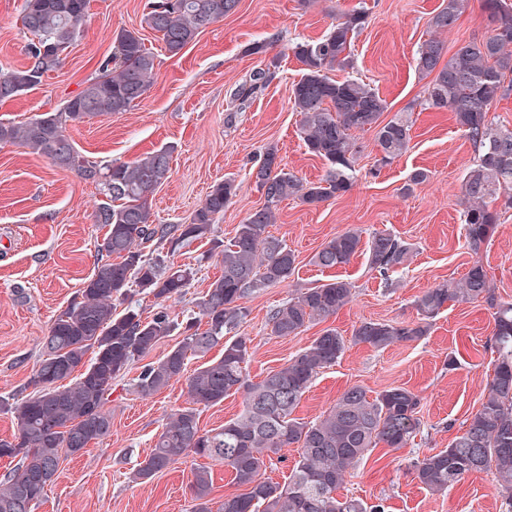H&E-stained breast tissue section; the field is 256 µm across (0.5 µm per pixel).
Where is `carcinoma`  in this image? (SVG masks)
<instances>
[{
    "label": "carcinoma",
    "instance_id": "carcinoma-1",
    "mask_svg": "<svg viewBox=\"0 0 512 512\" xmlns=\"http://www.w3.org/2000/svg\"><path fill=\"white\" fill-rule=\"evenodd\" d=\"M89 0H24L21 21L32 34L29 63L0 70V99L39 84L62 64V54L79 36ZM493 24L490 36L468 40L444 55L439 35L452 30L465 0H442L430 18L435 36L424 41L415 57L418 73L429 79L426 104L453 113L474 149V163L463 178V209L469 248L477 251L494 234L502 214L512 210V128L492 121L494 103L512 95V3L481 0ZM237 0H158L148 5L144 24L157 34L171 55L192 43L201 28L231 13ZM367 11L355 8L336 18L330 32L292 47L302 75L290 100L300 115L302 140L328 166L321 181L304 182L282 167L277 150L268 148L252 182L264 197L261 207L224 241L214 226L237 195L231 179L211 186L187 224H156L152 199L168 179L171 151L158 149L133 162L102 164L83 156L67 134V123L127 112L144 99L156 77V57L135 31L122 29L113 38L112 55L99 74L58 112H46L23 123L0 122V143L18 144L53 165L69 169L100 186L106 201L95 211V223L106 228L93 274L78 295L54 319L29 381L33 391L13 399L9 410L17 424L10 440H0V458L19 459L0 485V512H32L53 481L62 456L75 455L110 432L112 416L105 395L112 381L146 357L164 338L180 332L182 340L163 357L142 366L136 388L149 396L173 380L186 378L191 406L173 413L151 453L137 464L133 479L145 482L193 453L231 468L244 492L224 496L219 512H385L337 491L378 445L404 448L420 430L421 398L408 388L387 387L367 395L354 385L322 416L305 421L294 416L316 376L335 364L347 344L386 349L428 334L432 322L451 303L485 300L493 304L491 348L493 375L480 408L465 421L448 447L424 455L412 474L432 493H445L463 478L491 473L502 498V512H512V302H495L487 272L472 265L453 283H440L415 300L417 320L403 324L362 321L346 339L327 328L259 382L246 373L251 338L233 333L248 315L244 300L265 288L288 282L297 257L269 227L280 203L298 199L318 204L352 187L361 146L356 133L375 131L381 163L400 157L411 140L408 118L388 111L385 98L359 79L335 80L329 72L353 67L351 46L367 22ZM194 241L210 244L221 258L222 275L197 303L206 328L179 322L166 302L177 300L194 277V269L144 254L160 242L175 253ZM361 250V231L349 228L325 242L314 255L322 268L347 265ZM370 269L386 275L407 261L408 247L390 232H375L367 241ZM153 297L158 310L144 320L129 303L134 294ZM353 298V286L334 279L300 288L269 316L271 335L297 336L311 325L336 315ZM222 346L220 356L187 373L188 355H206ZM238 392L244 395L239 416L224 426L204 430L198 407H209ZM298 447L288 482L260 477L281 449ZM212 480L204 467L194 470V512H211Z\"/></svg>",
    "mask_w": 512,
    "mask_h": 512
}]
</instances>
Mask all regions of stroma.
<instances>
[{
	"label": "stroma",
	"mask_w": 512,
	"mask_h": 512,
	"mask_svg": "<svg viewBox=\"0 0 512 512\" xmlns=\"http://www.w3.org/2000/svg\"><path fill=\"white\" fill-rule=\"evenodd\" d=\"M147 0H90L88 20L64 53L59 69L38 85L0 102V120L24 122L59 110L95 77L112 52L115 31L137 30L157 57L156 80L130 111L71 123L76 148L101 163L131 162L172 147L169 178L156 191L155 223L185 224L210 187L234 179L239 189L215 225V237L231 238L262 198L250 169L273 147L283 165L307 182L325 177L327 166L310 154L292 109L291 86L300 66L291 46L326 35L339 14L364 5L367 22L352 48V77L370 83L386 99L390 113H409L413 127L405 153L379 166L374 131L360 133L355 179L344 195L309 205L281 203L271 234L297 255L289 283L250 296L249 315L239 331L252 340L248 373L262 380L306 347L323 328L351 336L364 320L412 322L414 301L426 289L462 277L474 263L487 271L495 297L512 301V211L493 237L471 250L461 221L462 181L474 151L452 113L424 108L426 79L415 69V54L429 38V19L442 0H239L224 20L202 29L178 55L165 51L155 32L141 25ZM23 0H0V69L27 64L30 34L22 26ZM492 24L480 0H468L446 50L461 41L484 38ZM264 88L251 90V77L270 68ZM429 178L410 186L414 170ZM104 200L94 184L17 144H0V399L23 392L54 318L76 296L93 272L96 246L105 230L94 214ZM363 237L388 231L408 244L398 272L382 277L368 268L366 255L326 269L313 262L322 244L349 228ZM206 242L178 251L173 261L196 274L182 299L169 302L172 318L199 315L197 303L222 273L219 258L208 257ZM339 278L354 286L352 302L297 336L271 335L268 317L292 289ZM494 309L483 300L448 306L427 336L383 350L350 344L335 365L324 369L303 395L296 417L314 420L350 386L371 392L402 386L421 398L422 426L414 440L396 450L374 448L342 494L373 503L386 512H501V497L488 473L465 477L451 491L433 495L414 480L410 466L423 455L447 447L479 408L493 373L489 349ZM456 354L457 369L448 356ZM141 371L133 364L116 379L107 397L112 432L74 456L62 458L55 480L33 512H193V471L210 470L212 508L238 492L230 468L191 455L149 481H133L138 462L150 452L171 413L189 406L185 381H173L150 396L137 392Z\"/></svg>",
	"instance_id": "35a3bbf8"
}]
</instances>
